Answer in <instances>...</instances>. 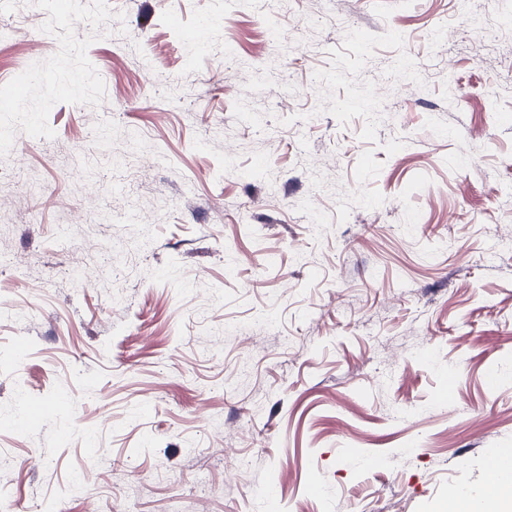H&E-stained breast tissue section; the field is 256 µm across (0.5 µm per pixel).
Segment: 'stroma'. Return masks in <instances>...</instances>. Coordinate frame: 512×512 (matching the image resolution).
Here are the masks:
<instances>
[{
    "label": "stroma",
    "mask_w": 512,
    "mask_h": 512,
    "mask_svg": "<svg viewBox=\"0 0 512 512\" xmlns=\"http://www.w3.org/2000/svg\"><path fill=\"white\" fill-rule=\"evenodd\" d=\"M55 2L0 0V506L453 512L512 448V0Z\"/></svg>",
    "instance_id": "35a3bbf8"
}]
</instances>
